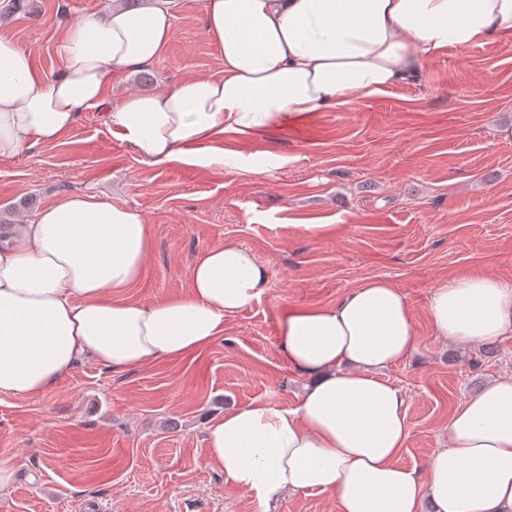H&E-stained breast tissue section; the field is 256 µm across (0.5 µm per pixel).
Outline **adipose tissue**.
<instances>
[{
  "label": "adipose tissue",
  "mask_w": 512,
  "mask_h": 512,
  "mask_svg": "<svg viewBox=\"0 0 512 512\" xmlns=\"http://www.w3.org/2000/svg\"><path fill=\"white\" fill-rule=\"evenodd\" d=\"M170 3L116 4L69 25L51 76L0 29V158L56 142L103 103L113 72L157 59ZM204 13L222 75L130 93L105 114L147 164L263 174L266 165L208 141L282 128L415 82L423 59L447 48L512 38V0H205ZM152 246L140 210L96 195L66 194L28 222L1 224L0 394L40 397L85 356L117 372L181 360L270 290L267 266L228 239L196 256L183 294L122 300ZM426 315L437 336L493 341L512 328V283L478 272L443 279ZM279 342L307 383L297 407L256 401L206 420L205 462L225 482L263 503L328 492L337 512H512V376L458 404L425 469L400 464L406 400L380 374L421 344L391 282L364 281L332 305L283 307Z\"/></svg>",
  "instance_id": "adipose-tissue-1"
}]
</instances>
